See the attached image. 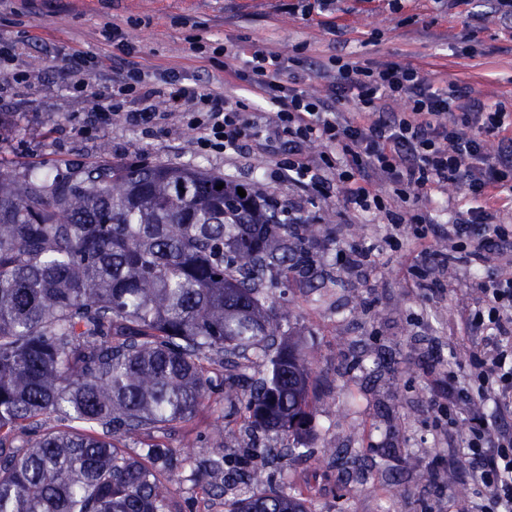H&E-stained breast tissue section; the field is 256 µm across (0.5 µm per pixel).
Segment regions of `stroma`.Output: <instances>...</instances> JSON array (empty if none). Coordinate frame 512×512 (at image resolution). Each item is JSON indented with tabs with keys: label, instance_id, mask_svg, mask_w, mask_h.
Listing matches in <instances>:
<instances>
[{
	"label": "stroma",
	"instance_id": "obj_1",
	"mask_svg": "<svg viewBox=\"0 0 512 512\" xmlns=\"http://www.w3.org/2000/svg\"><path fill=\"white\" fill-rule=\"evenodd\" d=\"M120 26L143 69L180 72L229 101L246 98L238 81L208 58L229 44L240 58L254 50L327 62L331 55L360 63L397 62L427 72L436 86L461 80L474 96L502 102L512 112V25L495 0H334L329 11L304 14L299 0H0V43L12 46L23 81L0 72V163L13 168L61 169L98 160L108 147L116 162L144 159L224 175L264 196L294 206L303 223L319 227L306 242L308 273L267 285L270 315L291 328L310 362L316 385L307 457L288 456L271 468L287 479L312 512H459L472 481L458 452V430L436 427L433 400L449 364L453 326L477 297L481 271L435 273L437 289L407 284L410 264L423 255L411 240L388 243L390 219L346 210L336 198L310 199L299 186L271 179L274 147L256 144L242 155L199 153L179 114L153 131L116 120L88 121L112 84V37ZM84 66L83 96L69 84V63ZM367 250L370 261L350 268L337 249ZM235 387L216 370L211 398L187 423L154 432L155 441L188 449L192 459L224 448L231 458L252 446L241 410L250 381L267 372L264 360L243 363ZM180 512H226L243 487L220 497L196 485L190 470L173 475Z\"/></svg>",
	"mask_w": 512,
	"mask_h": 512
}]
</instances>
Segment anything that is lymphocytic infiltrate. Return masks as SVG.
Segmentation results:
<instances>
[{
    "label": "lymphocytic infiltrate",
    "mask_w": 512,
    "mask_h": 512,
    "mask_svg": "<svg viewBox=\"0 0 512 512\" xmlns=\"http://www.w3.org/2000/svg\"><path fill=\"white\" fill-rule=\"evenodd\" d=\"M296 57L254 51L239 60L224 50V70L267 103L265 117L243 102L202 91L171 70H124L92 115L97 124L121 116L135 123L159 119L157 103L182 114L201 151L241 153L257 138L280 143L277 175L320 196L341 194L346 209L385 211L377 184H388L403 204L392 238L409 233L433 243L431 267L414 268L416 286L431 289L433 271L455 264L486 269L478 301L462 320L471 369L449 373L436 401L448 424L460 428L462 454L478 491L477 512H512V433L497 430L493 415L512 411V224L496 221V204L512 201V113L475 98L452 81L433 86L414 66L386 62L362 66L334 55L322 66L330 78L326 95L301 89ZM354 111H347V104ZM498 139L488 152L480 132ZM319 142V155L307 148ZM456 187L474 200L449 224H435L418 205L433 188ZM447 241V250L436 249Z\"/></svg>",
    "instance_id": "lymphocytic-infiltrate-1"
}]
</instances>
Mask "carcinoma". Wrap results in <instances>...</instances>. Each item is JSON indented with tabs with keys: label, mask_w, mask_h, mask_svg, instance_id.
<instances>
[{
	"label": "carcinoma",
	"mask_w": 512,
	"mask_h": 512,
	"mask_svg": "<svg viewBox=\"0 0 512 512\" xmlns=\"http://www.w3.org/2000/svg\"><path fill=\"white\" fill-rule=\"evenodd\" d=\"M284 213L221 175L105 148L64 171L0 170V512H177L170 476L191 458L143 437L189 421L213 370L251 352L269 364L244 406L252 463L216 448L199 467L218 492L267 482L282 449L258 434L299 442L315 410L308 361L261 298L307 263ZM50 414L71 431L29 441ZM228 507L308 512L284 482Z\"/></svg>",
	"instance_id": "carcinoma-1"
}]
</instances>
